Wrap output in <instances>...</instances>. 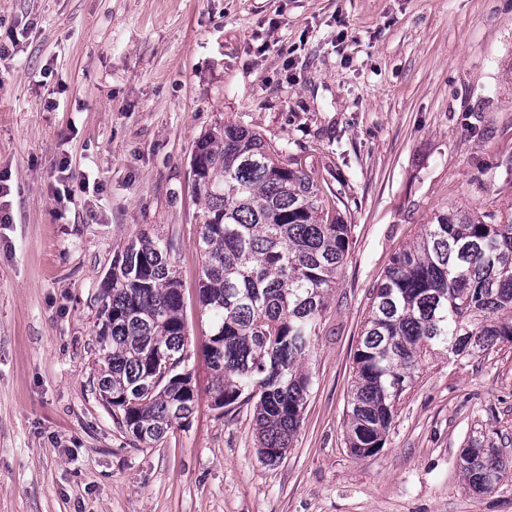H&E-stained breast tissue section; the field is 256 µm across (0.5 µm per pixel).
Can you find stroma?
<instances>
[{
  "mask_svg": "<svg viewBox=\"0 0 512 512\" xmlns=\"http://www.w3.org/2000/svg\"><path fill=\"white\" fill-rule=\"evenodd\" d=\"M0 512H512L473 493L481 433L512 453V349L423 362L377 456L346 445L373 288L435 212L512 207V0H0ZM238 123L326 192L348 256L277 465L253 408L214 409L198 313L195 141ZM172 239L199 392L134 445L97 388L101 285Z\"/></svg>",
  "mask_w": 512,
  "mask_h": 512,
  "instance_id": "obj_1",
  "label": "stroma"
}]
</instances>
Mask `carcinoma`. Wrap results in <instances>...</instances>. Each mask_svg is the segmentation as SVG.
I'll list each match as a JSON object with an SVG mask.
<instances>
[{"label": "carcinoma", "instance_id": "1", "mask_svg": "<svg viewBox=\"0 0 512 512\" xmlns=\"http://www.w3.org/2000/svg\"><path fill=\"white\" fill-rule=\"evenodd\" d=\"M200 215V310L213 406L255 401L259 459L278 464L297 434L328 291L348 254L351 225L326 208L320 185L257 132L226 123L194 145ZM173 242L144 233L112 263L96 330L99 395L138 444L150 447L193 415L182 284ZM512 347V212L437 213L397 252L373 293L353 356L347 445L383 448L402 395L426 357H475ZM459 467L475 493L494 491L512 458L472 435Z\"/></svg>", "mask_w": 512, "mask_h": 512}]
</instances>
